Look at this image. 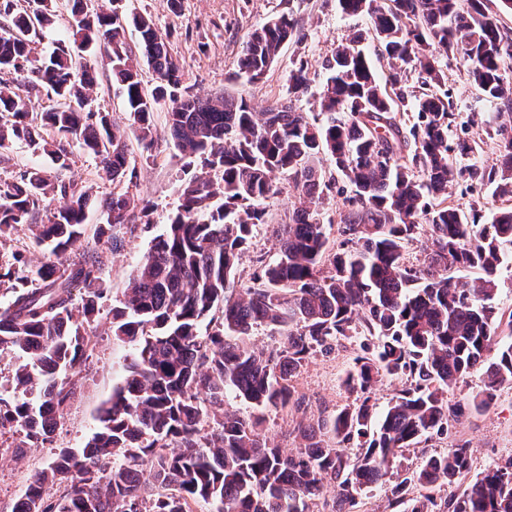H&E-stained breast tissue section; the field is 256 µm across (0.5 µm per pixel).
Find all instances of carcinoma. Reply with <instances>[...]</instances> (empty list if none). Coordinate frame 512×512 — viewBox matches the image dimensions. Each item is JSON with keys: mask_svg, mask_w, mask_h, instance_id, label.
<instances>
[{"mask_svg": "<svg viewBox=\"0 0 512 512\" xmlns=\"http://www.w3.org/2000/svg\"><path fill=\"white\" fill-rule=\"evenodd\" d=\"M342 12L370 18L378 51L388 60L392 91L383 87L359 36L336 47L326 71L319 112L297 111L307 93L304 61L288 74L290 97L257 112L243 99H200L184 85V70L149 15L118 7L107 13L92 0H0V165L3 150L25 144L71 168V144L100 159L112 183L135 178L125 130L109 113L90 111L95 76L82 53L104 50L140 145L150 150L153 112L167 105V133L182 160L177 210L156 235L112 308V336L133 345L126 373L100 409L84 448L61 449L31 477L12 512H191L203 500L213 512H353L364 489L389 474L398 455L448 434L449 417L489 406L512 382V343L492 361L503 315L493 304L500 268L512 264V208L487 224L448 205V189L467 178L512 198V31H503L485 0H339ZM72 39L42 59L32 44L63 12ZM139 34V56L126 29ZM299 33L289 14L254 29L243 44L239 73L261 80L281 48ZM460 54L486 100L499 166L471 159L475 146L451 140L450 111L440 57ZM152 69L154 86L142 79ZM418 72L422 92L400 87ZM46 96L53 105L34 108ZM417 113L404 129L397 113ZM327 155L350 188L341 218L351 248L330 246L323 204L336 178L315 160ZM286 174L301 191L291 223L276 229L273 258L256 260L253 286L232 288L264 202L280 193ZM59 206L44 216V201ZM90 189L28 168L0 181V248L8 233L27 226L47 248L37 265L15 250L0 259V353L19 364L12 390H0V447L19 457L51 441L80 381L79 364L95 344L87 328L108 288L102 278L118 247L113 226L147 216L149 201L125 193L105 200L106 223L87 241ZM426 233L422 266L406 264V245ZM264 326L285 337L277 349L243 344ZM366 331L380 339L354 358L344 385L360 394L323 433L298 425L303 444L286 454L225 406L227 393L260 411L295 403L293 373L316 349ZM481 390L448 408L447 393L475 368ZM401 378L381 416L372 394L379 378ZM11 434L12 442L2 437ZM358 441L351 460L343 445ZM470 449L456 445L426 456L397 477L391 504L403 512H512V457L470 476ZM460 492L442 502L430 493L439 481ZM151 483L154 493H146ZM333 498L325 497V485Z\"/></svg>", "mask_w": 512, "mask_h": 512, "instance_id": "1", "label": "carcinoma"}]
</instances>
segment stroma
<instances>
[{
    "label": "stroma",
    "instance_id": "stroma-1",
    "mask_svg": "<svg viewBox=\"0 0 512 512\" xmlns=\"http://www.w3.org/2000/svg\"><path fill=\"white\" fill-rule=\"evenodd\" d=\"M127 8L151 15L160 32L166 33L171 53L179 58L185 82L194 94L206 98L219 94L246 98L255 109L288 94V72L293 61L308 64L310 89L307 95L293 102L297 111L316 113L317 98L323 83L321 64L341 44L348 43L357 33H368V17H351L342 13L338 0H182L179 12H171L167 0H128ZM287 13L301 20L299 38L286 43L280 57L262 81L248 82L238 73V57L252 29L280 14ZM97 79L92 97L95 106L109 112L112 120L130 134L128 144L136 162L137 176L129 186L135 196L149 200L153 210L148 223L136 227L116 226L114 236L123 245L113 252L104 270L109 288L100 302L95 319L93 340L96 350L83 361L81 386L75 398L58 421L50 444L27 449L23 458L11 453L0 454V512H12L18 497L24 492L31 476L46 467L60 449L83 448L96 429L98 408L107 401L120 384L129 364L133 347L112 335V308L118 305L128 278L148 250L150 242L169 224L178 204L181 161L173 143L163 133L164 111L154 114V124L160 131L152 155L142 154L134 138L135 127L124 99L112 85L111 66L100 54H92ZM446 87L456 115L453 136L464 137L478 144V165L490 168L498 160L497 140L488 125L494 110L482 98L471 81L468 67L460 57H441ZM74 164L69 177L82 180L91 189L87 211L89 225L104 223L103 202L112 194L113 185L102 171L99 159L73 145ZM281 191L266 202L267 223L260 226L252 244L238 268L235 285L249 287L259 257H272L276 252L274 225L289 223L299 205V192L288 176L278 178ZM364 336L336 345L330 352H318L308 359L293 379L302 399L300 410L285 412L270 410L265 414L263 433L285 451L298 448L300 440L295 428L299 422H316L331 418L355 401L344 385L346 372L360 354ZM467 445L472 452V471L480 473L489 466L512 457V384L501 387L496 401L489 407L470 412L460 420L450 421L448 435L434 438L404 452L402 467L419 466L423 455L454 445Z\"/></svg>",
    "mask_w": 512,
    "mask_h": 512
}]
</instances>
